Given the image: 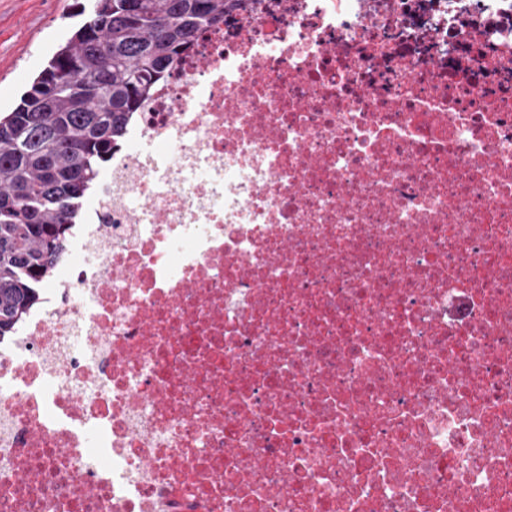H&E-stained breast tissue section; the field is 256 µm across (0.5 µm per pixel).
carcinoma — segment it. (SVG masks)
Instances as JSON below:
<instances>
[{
    "label": "carcinoma",
    "instance_id": "obj_1",
    "mask_svg": "<svg viewBox=\"0 0 512 512\" xmlns=\"http://www.w3.org/2000/svg\"><path fill=\"white\" fill-rule=\"evenodd\" d=\"M258 0H91L0 116V340L39 300L67 233L136 112L197 35Z\"/></svg>",
    "mask_w": 512,
    "mask_h": 512
}]
</instances>
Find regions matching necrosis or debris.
<instances>
[{"label":"necrosis or debris","mask_w":512,"mask_h":512,"mask_svg":"<svg viewBox=\"0 0 512 512\" xmlns=\"http://www.w3.org/2000/svg\"><path fill=\"white\" fill-rule=\"evenodd\" d=\"M81 219L0 512H512V0L226 14Z\"/></svg>","instance_id":"1"}]
</instances>
